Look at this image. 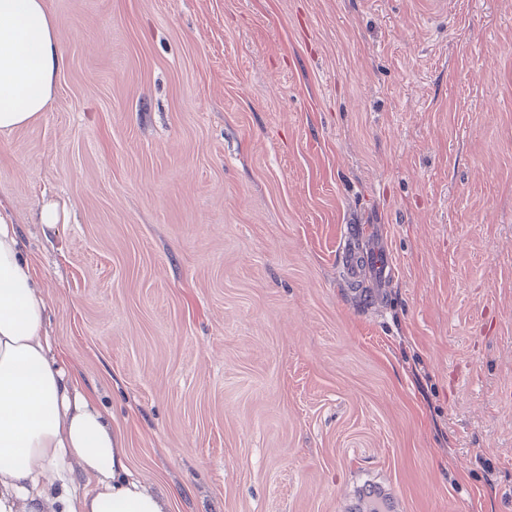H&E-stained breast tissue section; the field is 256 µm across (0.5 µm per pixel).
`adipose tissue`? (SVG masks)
Instances as JSON below:
<instances>
[{"mask_svg":"<svg viewBox=\"0 0 512 512\" xmlns=\"http://www.w3.org/2000/svg\"><path fill=\"white\" fill-rule=\"evenodd\" d=\"M64 64L45 0H0V133L50 107ZM46 311L0 215V512H169L180 488L133 476L122 439L54 357Z\"/></svg>","mask_w":512,"mask_h":512,"instance_id":"adipose-tissue-1","label":"adipose tissue"}]
</instances>
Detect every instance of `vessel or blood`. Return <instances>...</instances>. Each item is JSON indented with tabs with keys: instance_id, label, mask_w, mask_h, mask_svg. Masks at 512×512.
Returning a JSON list of instances; mask_svg holds the SVG:
<instances>
[{
	"instance_id": "1",
	"label": "vessel or blood",
	"mask_w": 512,
	"mask_h": 512,
	"mask_svg": "<svg viewBox=\"0 0 512 512\" xmlns=\"http://www.w3.org/2000/svg\"><path fill=\"white\" fill-rule=\"evenodd\" d=\"M347 245L340 247L336 266L342 278L349 283L373 280L377 287H385L394 277V261L377 237L368 235L366 227L348 226ZM398 512L400 499L394 489L376 480H365L357 485L345 504L347 512Z\"/></svg>"
}]
</instances>
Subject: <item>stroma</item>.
<instances>
[{
  "instance_id": "1",
  "label": "stroma",
  "mask_w": 512,
  "mask_h": 512,
  "mask_svg": "<svg viewBox=\"0 0 512 512\" xmlns=\"http://www.w3.org/2000/svg\"><path fill=\"white\" fill-rule=\"evenodd\" d=\"M0 134L54 352L171 512H512V0H47ZM68 218L43 233L48 202ZM373 224L384 299L336 269ZM64 64L45 0H0V133L29 124L50 107ZM378 504L383 511L400 510V499L391 486L368 479L355 487L344 508L351 512H371Z\"/></svg>"
}]
</instances>
